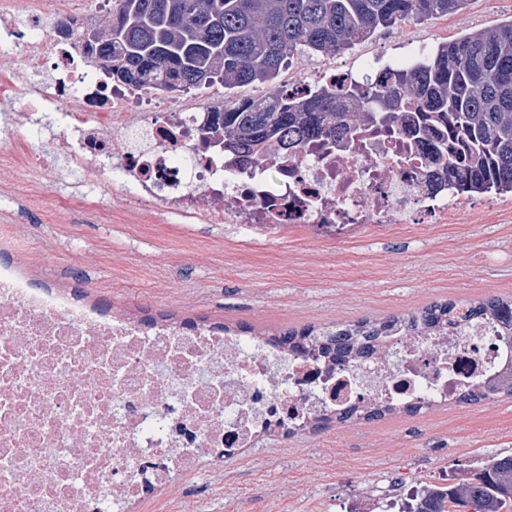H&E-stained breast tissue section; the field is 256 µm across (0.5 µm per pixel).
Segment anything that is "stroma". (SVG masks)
Here are the masks:
<instances>
[{"label":"stroma","mask_w":512,"mask_h":512,"mask_svg":"<svg viewBox=\"0 0 512 512\" xmlns=\"http://www.w3.org/2000/svg\"><path fill=\"white\" fill-rule=\"evenodd\" d=\"M512 18V0H472L450 18L416 25L425 47ZM52 148L49 169L0 167V225H13L29 285L51 284L134 320L237 326L265 333L409 313L435 302L512 298V223L495 208L482 223L367 229L357 241L321 243L301 226L251 243L229 224L115 219L117 181L75 169L55 141L59 114L0 104V130ZM512 455V397L447 402L416 414L273 433L241 457L204 460L130 512H372L414 487L464 483Z\"/></svg>","instance_id":"35a3bbf8"}]
</instances>
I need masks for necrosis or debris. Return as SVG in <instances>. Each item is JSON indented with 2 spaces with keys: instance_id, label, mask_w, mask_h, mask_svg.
Returning a JSON list of instances; mask_svg holds the SVG:
<instances>
[{
  "instance_id": "obj_1",
  "label": "necrosis or debris",
  "mask_w": 512,
  "mask_h": 512,
  "mask_svg": "<svg viewBox=\"0 0 512 512\" xmlns=\"http://www.w3.org/2000/svg\"><path fill=\"white\" fill-rule=\"evenodd\" d=\"M45 0H0V100L60 112L77 144L73 166L115 175L143 218L233 224L270 236L300 224L318 240L346 242L366 227L453 224L465 199L441 188L445 167L426 154L414 122L370 129L324 148L268 149L246 169L210 129L217 98L112 84L105 66L57 31L78 14L47 15ZM404 59L366 56L289 68L292 98L318 87L379 79ZM52 69L51 82L15 70ZM125 138L113 156L114 138ZM19 135L0 141V166H48ZM385 358L329 369L235 329L134 322L76 297L34 289L0 259V512H127L149 487L232 457L266 432L298 431L351 406L438 404L460 384L486 386L512 362L487 321L444 335L392 336Z\"/></svg>"
}]
</instances>
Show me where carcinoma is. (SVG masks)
Here are the masks:
<instances>
[{"label": "carcinoma", "mask_w": 512, "mask_h": 512, "mask_svg": "<svg viewBox=\"0 0 512 512\" xmlns=\"http://www.w3.org/2000/svg\"><path fill=\"white\" fill-rule=\"evenodd\" d=\"M471 0H112V28L84 33L88 51L112 62V76L159 91L224 87V111L211 129L224 151L242 161L271 146L298 150L369 127L392 128L412 112L424 145L445 165L448 187L462 193H512V18L439 42L376 84L322 88L291 99L277 79L293 61L329 57L372 39L381 30L451 17ZM270 87L262 101L228 95L248 85ZM448 125L460 148L448 151L434 127ZM498 324L512 344V300L490 298L475 307L434 304L382 322L338 323L329 329H287L274 337L292 352L332 364L382 356L384 338L459 329L475 320ZM512 396V372L485 388L458 390L460 401ZM502 512L512 503V455L492 459L473 481L429 485L402 512Z\"/></svg>", "instance_id": "obj_1"}]
</instances>
